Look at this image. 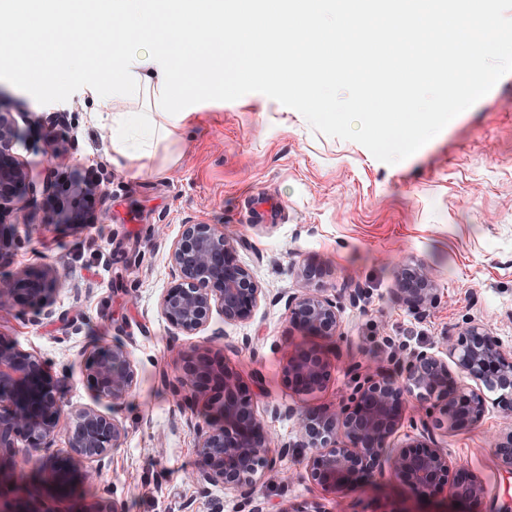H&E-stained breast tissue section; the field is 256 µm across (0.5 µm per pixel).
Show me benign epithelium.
I'll list each match as a JSON object with an SVG mask.
<instances>
[{"label": "benign epithelium", "instance_id": "benign-epithelium-1", "mask_svg": "<svg viewBox=\"0 0 512 512\" xmlns=\"http://www.w3.org/2000/svg\"><path fill=\"white\" fill-rule=\"evenodd\" d=\"M17 135L12 113L1 112L0 214L13 207L17 190L27 183V169L13 152ZM236 252L237 241L224 233L221 224L182 226L169 255L171 281L159 299L160 312L174 330L193 335L208 328L215 309L227 324L252 318L263 291ZM323 275L322 269L312 265L298 270L299 287L288 296V320L312 335L332 338L341 326L342 306L322 287ZM58 286L54 270L42 274L19 270L0 282V307L12 305L21 296L42 310ZM435 290L433 274L425 266L408 265L401 270L397 294L405 305L421 309L433 302ZM450 361L478 387L454 384ZM86 371L98 395L114 405L124 401L138 381L137 368L121 343L90 353ZM330 376V360L317 349L295 347L282 367L283 381L298 394L322 390ZM181 382L202 396L218 389L216 400L221 403L213 417L193 425L198 466L192 478L198 488L205 492L211 486H222L238 491L255 485L269 466L267 449L272 439L257 416L252 397L243 391L240 375L225 363L214 362L209 353L195 352L187 356ZM487 391L496 398L488 400ZM409 398L420 403L435 400L430 420L423 423L428 435L479 423L490 403L511 420L512 357L483 326L471 325L450 345L448 358L412 351L394 370L379 367L362 376L351 401L339 410L311 408L300 414L297 440L281 444L282 452L312 449L304 461L306 476L329 491L387 463L395 480L420 494L446 488L456 501L480 505L484 485L443 449L416 445L385 457ZM62 415L46 362L0 336V470L14 465L17 442L35 450L48 448L63 425L68 455L42 456L36 468L48 475L58 496L70 494L74 487L73 457L91 463L83 478L96 480L105 459L122 446L124 426L91 407L72 409L64 424ZM495 452L500 466L512 471V429L499 438Z\"/></svg>", "mask_w": 512, "mask_h": 512}]
</instances>
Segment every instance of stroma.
<instances>
[{
    "label": "stroma",
    "instance_id": "stroma-1",
    "mask_svg": "<svg viewBox=\"0 0 512 512\" xmlns=\"http://www.w3.org/2000/svg\"><path fill=\"white\" fill-rule=\"evenodd\" d=\"M13 17L0 18V112L19 128L14 151L28 181L11 211L0 217V280L21 269H57L63 286L51 297L54 317L23 305L0 310V336L37 353L50 367L64 409L91 407L126 429L97 482L77 484L58 512H84L110 492L118 512H249L262 503L289 512L317 502L322 512H440L443 500L414 495L389 472L327 492L305 475L304 449L281 455L294 440L296 414L339 409L351 398L355 369L392 366L415 349L438 352L473 323L512 354V73L411 157L388 165L359 143L314 130L296 110L260 93L234 101L194 104L201 123L171 147L176 162L116 165L106 131L90 115L96 77L68 71L34 82L4 35ZM101 165L102 192L61 196L62 171ZM266 193L285 207L272 224L248 223L243 205ZM223 225L238 242V260L251 268L264 296L249 321L225 323L173 337L158 302L171 280L169 252L188 222ZM313 263L325 271L329 295L348 303L339 336L324 343L333 354L326 388L298 395L281 368L303 330L288 321L286 301L297 271ZM421 263L434 274L436 296L415 310L396 297L398 273ZM122 342L138 369V383L121 404L98 398L87 382L90 352ZM225 357L240 372L257 414L274 441L270 466L248 496L221 487L202 495L193 420L205 409L176 390L183 358L195 350ZM288 406L294 416L275 414ZM508 424L489 406L477 425L436 435L449 457L483 482V512H512V472L493 446ZM19 448L16 475L0 481V503L27 512L47 499V478Z\"/></svg>",
    "mask_w": 512,
    "mask_h": 512
}]
</instances>
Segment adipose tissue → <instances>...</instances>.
Here are the masks:
<instances>
[{"label":"adipose tissue","mask_w":512,"mask_h":512,"mask_svg":"<svg viewBox=\"0 0 512 512\" xmlns=\"http://www.w3.org/2000/svg\"><path fill=\"white\" fill-rule=\"evenodd\" d=\"M311 2V8L291 12L278 0H267L260 9L254 0H237L231 11L225 10L224 0H106L92 13L84 0H69L66 25L49 30L37 25L43 0H12V45L24 51L42 79L50 80L59 70H78L87 61L86 52L72 40L75 29L105 26L113 45L135 44V51L123 54L112 68L109 83L92 87L90 93L114 103L111 111L98 117L112 147L113 163L135 160L145 168L191 117L188 110L173 109L174 99L189 97L218 76L229 83L266 74L274 48H288L283 60L289 80L319 76L314 91L321 94L324 78L335 73L339 47L362 51L368 41L383 42L389 52L372 78L391 90L369 101L366 109L387 111L390 125L400 133L406 113L419 107L407 91L404 64L432 80L438 68L433 50L439 43H447L464 55L469 68L478 69L487 56L500 52L505 40L482 0H391L382 12L373 11L368 0ZM146 31L157 42L189 37L190 60L177 66L155 49L139 47Z\"/></svg>","instance_id":"adipose-tissue-1"}]
</instances>
